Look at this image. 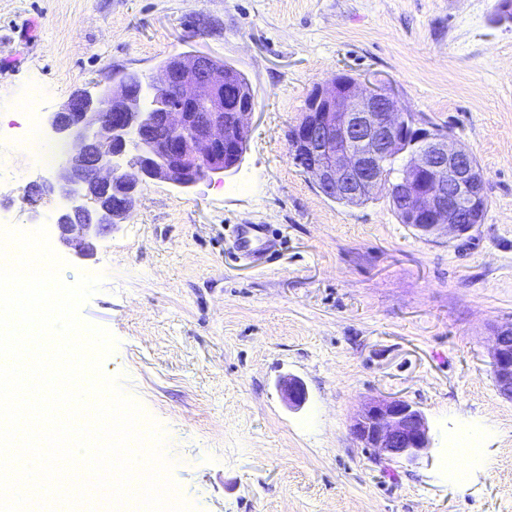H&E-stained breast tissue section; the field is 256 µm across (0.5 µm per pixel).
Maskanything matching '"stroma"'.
<instances>
[{"instance_id":"1","label":"stroma","mask_w":512,"mask_h":512,"mask_svg":"<svg viewBox=\"0 0 512 512\" xmlns=\"http://www.w3.org/2000/svg\"><path fill=\"white\" fill-rule=\"evenodd\" d=\"M499 0H0V145L25 124L32 87L50 113L92 79L156 78L205 54L255 96L239 165L181 189L144 188L92 256L60 243L61 278L103 281L80 309L115 339L105 375L161 430L192 512H512V401L496 390L495 327L512 322V18ZM381 80L444 126L487 179L482 224L463 237L400 223L385 196H324L288 153L308 92L339 73ZM14 149L0 227L53 222L24 203L54 178ZM263 224L275 250L244 252ZM307 389L291 407L283 377ZM421 410L431 446L378 461L350 419L370 398ZM474 432L482 465L450 474L449 439Z\"/></svg>"}]
</instances>
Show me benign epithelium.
<instances>
[{
  "label": "benign epithelium",
  "mask_w": 512,
  "mask_h": 512,
  "mask_svg": "<svg viewBox=\"0 0 512 512\" xmlns=\"http://www.w3.org/2000/svg\"><path fill=\"white\" fill-rule=\"evenodd\" d=\"M224 63L204 55L168 60L157 79L133 88L97 81L94 95L70 99L49 119L71 148L48 193L63 201L53 228L80 257L93 254L104 233L124 223L142 189L153 182L190 188L241 162L255 105L226 112ZM174 92L181 104L164 102ZM386 85L340 78L316 85L311 106L288 137L293 160L330 199L359 205L387 192L411 224L457 236L482 223L486 179L470 150L414 112H398ZM405 166L389 187L379 170L387 157ZM512 323L494 331L492 369L501 395L512 400ZM288 402L301 404L304 385L281 382ZM350 430L363 448L388 461H415L429 448L423 413L399 397H381L354 414Z\"/></svg>",
  "instance_id": "benign-epithelium-1"
}]
</instances>
